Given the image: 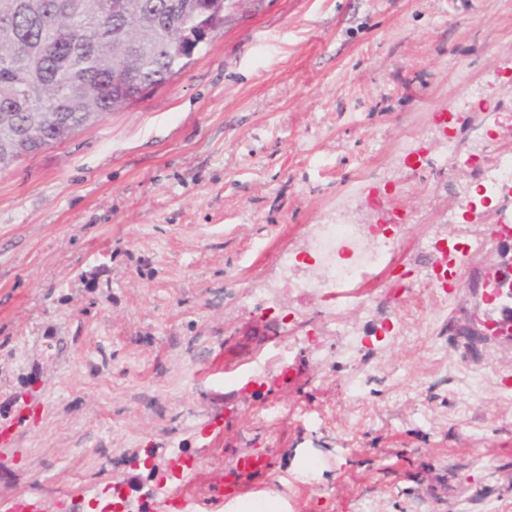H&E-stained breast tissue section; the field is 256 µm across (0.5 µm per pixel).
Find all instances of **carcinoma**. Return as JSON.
<instances>
[{
	"label": "carcinoma",
	"instance_id": "1",
	"mask_svg": "<svg viewBox=\"0 0 512 512\" xmlns=\"http://www.w3.org/2000/svg\"><path fill=\"white\" fill-rule=\"evenodd\" d=\"M213 0H0V170L167 82Z\"/></svg>",
	"mask_w": 512,
	"mask_h": 512
}]
</instances>
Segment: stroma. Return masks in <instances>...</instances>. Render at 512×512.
<instances>
[{"label": "stroma", "mask_w": 512, "mask_h": 512, "mask_svg": "<svg viewBox=\"0 0 512 512\" xmlns=\"http://www.w3.org/2000/svg\"><path fill=\"white\" fill-rule=\"evenodd\" d=\"M501 71L512 0H226L168 82L0 171V505L120 485L154 512L182 452L180 494L208 512L258 453L219 512H512V341L463 334L507 302L422 279L458 224L483 238L512 213L462 161L433 172L448 132L512 152V84L458 108ZM345 203L403 217L390 266L328 302L243 299ZM345 326L363 347L344 357Z\"/></svg>", "instance_id": "stroma-1"}]
</instances>
